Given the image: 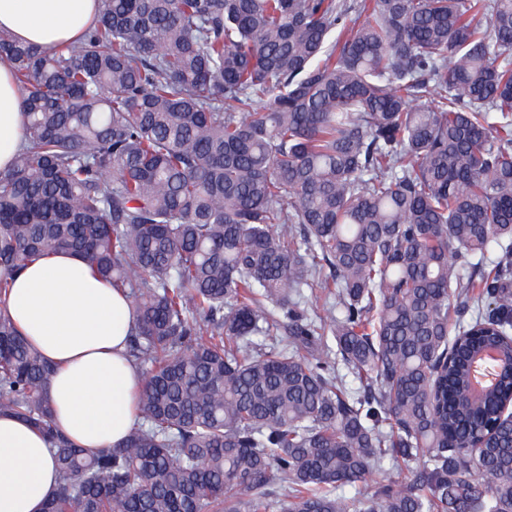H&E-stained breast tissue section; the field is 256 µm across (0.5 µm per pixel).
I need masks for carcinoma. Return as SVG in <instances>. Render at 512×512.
<instances>
[{
    "label": "carcinoma",
    "instance_id": "1",
    "mask_svg": "<svg viewBox=\"0 0 512 512\" xmlns=\"http://www.w3.org/2000/svg\"><path fill=\"white\" fill-rule=\"evenodd\" d=\"M96 2L52 53L0 34L28 116L0 268L79 255L144 375L87 455L0 310L43 512H512V0ZM385 460L409 477L368 484Z\"/></svg>",
    "mask_w": 512,
    "mask_h": 512
}]
</instances>
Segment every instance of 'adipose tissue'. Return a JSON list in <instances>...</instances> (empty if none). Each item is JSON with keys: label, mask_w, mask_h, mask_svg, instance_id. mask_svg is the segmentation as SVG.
<instances>
[{"label": "adipose tissue", "mask_w": 512, "mask_h": 512, "mask_svg": "<svg viewBox=\"0 0 512 512\" xmlns=\"http://www.w3.org/2000/svg\"><path fill=\"white\" fill-rule=\"evenodd\" d=\"M94 18V0H0V32L45 50L81 36ZM25 133L22 93L0 62V172ZM0 308L54 368L48 395L57 429L89 450L119 445L134 424L142 384L127 357L133 315L126 298L80 257L54 252L13 275ZM59 484L45 437L1 414L0 512H42Z\"/></svg>", "instance_id": "ef3b65f1"}]
</instances>
